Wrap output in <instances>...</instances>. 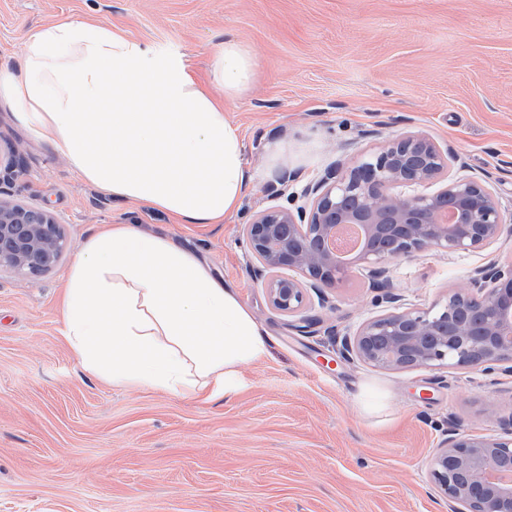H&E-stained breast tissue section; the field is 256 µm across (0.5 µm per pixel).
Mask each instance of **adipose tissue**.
Returning <instances> with one entry per match:
<instances>
[{
	"label": "adipose tissue",
	"instance_id": "adipose-tissue-1",
	"mask_svg": "<svg viewBox=\"0 0 512 512\" xmlns=\"http://www.w3.org/2000/svg\"><path fill=\"white\" fill-rule=\"evenodd\" d=\"M257 57L234 40L201 86L182 59L111 26L72 20L33 32L21 74L0 71V103L87 183L182 224H220L250 180L225 99ZM92 375L192 397L236 391L268 339L236 291L193 250L136 224L82 242L66 278L64 329Z\"/></svg>",
	"mask_w": 512,
	"mask_h": 512
}]
</instances>
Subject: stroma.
I'll list each match as a JSON object with an SVG mask.
<instances>
[{"instance_id":"stroma-1","label":"stroma","mask_w":512,"mask_h":512,"mask_svg":"<svg viewBox=\"0 0 512 512\" xmlns=\"http://www.w3.org/2000/svg\"><path fill=\"white\" fill-rule=\"evenodd\" d=\"M73 19L180 55L204 86L217 45L253 51V88L224 104L252 180L223 223L176 224L90 186L0 107V164L19 169L0 192L52 212L71 244L38 275L0 270V512H448L431 456L449 422L501 432L512 378L380 370L332 339L383 312L382 281L402 306H439L478 267L512 259V241L394 260L382 281L347 268L290 316L271 306L244 227L334 161L409 132L489 173L512 210V0H0V71L19 72L31 33ZM110 224L196 251L267 331L236 393L182 397L84 370L62 334L66 275Z\"/></svg>"}]
</instances>
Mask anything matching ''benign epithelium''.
Here are the masks:
<instances>
[{"label":"benign epithelium","instance_id":"obj_1","mask_svg":"<svg viewBox=\"0 0 512 512\" xmlns=\"http://www.w3.org/2000/svg\"><path fill=\"white\" fill-rule=\"evenodd\" d=\"M449 169L448 151L422 134H401L349 166L328 170L302 191L305 204L259 210L245 235L269 273L265 288L272 307L298 315L305 289L336 287L344 266L326 241L337 223L366 226L369 243L356 263L374 277L384 275L382 263L392 259L424 251L476 252L511 238L512 215H505L489 178L464 166L454 174ZM435 183L442 187L425 191ZM448 204L455 210L450 226L437 221ZM68 248L51 212L0 198V269L35 276ZM381 299L390 310L340 340L346 358L386 370L467 366L512 375V265L493 261L480 268L438 309L402 310L389 288ZM430 474L450 512H512V420L497 435L449 427Z\"/></svg>","mask_w":512,"mask_h":512}]
</instances>
